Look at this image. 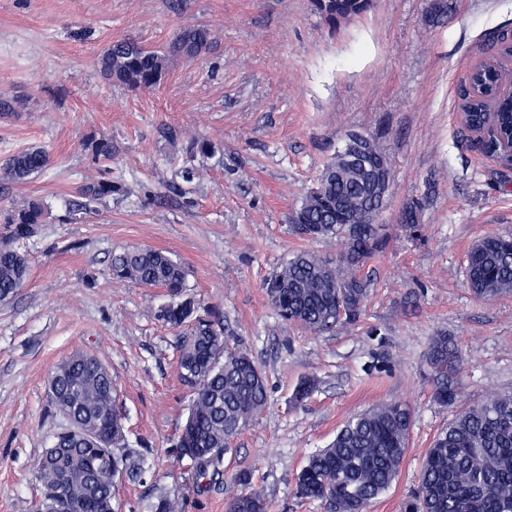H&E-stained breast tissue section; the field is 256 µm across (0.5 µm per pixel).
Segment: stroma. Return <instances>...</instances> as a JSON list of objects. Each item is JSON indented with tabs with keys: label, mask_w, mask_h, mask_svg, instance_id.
Wrapping results in <instances>:
<instances>
[{
	"label": "stroma",
	"mask_w": 512,
	"mask_h": 512,
	"mask_svg": "<svg viewBox=\"0 0 512 512\" xmlns=\"http://www.w3.org/2000/svg\"><path fill=\"white\" fill-rule=\"evenodd\" d=\"M190 24L210 28L211 50L174 61L160 87L101 76L110 42L161 48ZM504 36L512 0H372L333 28L310 0H0V95L24 102L0 117V161L31 145L51 157L29 182L0 181V209L29 197L47 207L20 243L28 279L0 302V512H37L48 379L77 351L110 371L124 446L143 470L114 480V512H152L161 495L176 512H226L244 470L268 512H324L296 497L297 473L349 418L382 402L408 406L413 424L398 476L371 512H401L459 406L512 391V295L476 298L464 275L476 241L512 235V185L502 186V163L480 152L459 112L476 63L497 59L512 84ZM352 132L390 163L376 218L387 239L365 264L359 322L318 334L281 321L262 283L296 251L341 250L299 237L291 216ZM103 135L112 157L97 161L88 143ZM199 137L212 155L191 153ZM99 179L123 193L71 213L76 188ZM409 205L416 236L400 222ZM136 246L184 263L188 292L221 313L228 350L248 351L267 376L265 411L231 442L217 475L199 477L175 453L190 400L177 332L159 318L166 291L112 277L113 253ZM372 327L380 341L367 339ZM439 334L463 358L456 406L433 396L428 352ZM376 352L390 369L370 376ZM307 375L318 389L299 406L293 391Z\"/></svg>",
	"instance_id": "obj_1"
}]
</instances>
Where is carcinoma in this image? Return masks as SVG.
<instances>
[{"label": "carcinoma", "mask_w": 512, "mask_h": 512, "mask_svg": "<svg viewBox=\"0 0 512 512\" xmlns=\"http://www.w3.org/2000/svg\"><path fill=\"white\" fill-rule=\"evenodd\" d=\"M314 10L334 26L340 19L365 13L371 0H312ZM211 31L200 25L182 27L162 49H149L132 38L113 41L98 57L102 77L133 90L161 85L174 60L192 61L207 54ZM464 127H485L487 113L496 116L493 137L478 143L498 156L496 135L512 134V91L504 90L499 66L492 60L476 64L461 90ZM366 165L346 161L349 147L336 154L321 172L292 217L296 233L309 239L337 238L343 248L334 258L302 250L268 277L263 288L285 322L314 332L352 325L368 296L363 265L382 249L381 225L374 223L386 198L390 166L379 145L354 135ZM50 164L43 147L23 149L0 165V180L25 182ZM121 191L101 179L78 189L82 209ZM44 205L37 198L14 202L4 210L8 234L0 236V301L24 286L29 261L16 243L43 222ZM112 275L143 288H163L175 301L161 317L179 336L178 375L191 403L177 456L198 466V475L219 463L229 443L266 406L268 386L259 365L245 352L224 349V329L217 320L196 314L195 299L186 293L187 267L151 247L124 249L112 256ZM466 282L479 299L512 295V238L488 235L468 251ZM460 355L454 340L440 334L429 346L435 399L443 405L459 401L456 373ZM316 388L302 379L293 394L303 403ZM50 402L65 427L53 434L51 447L37 458L43 488L39 512H112V469L131 477L139 466L129 452L118 454L124 424L115 409L112 377L99 359L75 352L62 361L49 382ZM412 425L411 411L383 403L355 416L326 448L311 455L297 476V494L318 500L328 512H367L394 481L403 461ZM245 491L234 496L227 512L268 509L264 495L251 487L246 471L236 476ZM403 512H512V394H493L460 410L428 449L416 493Z\"/></svg>", "instance_id": "1"}]
</instances>
